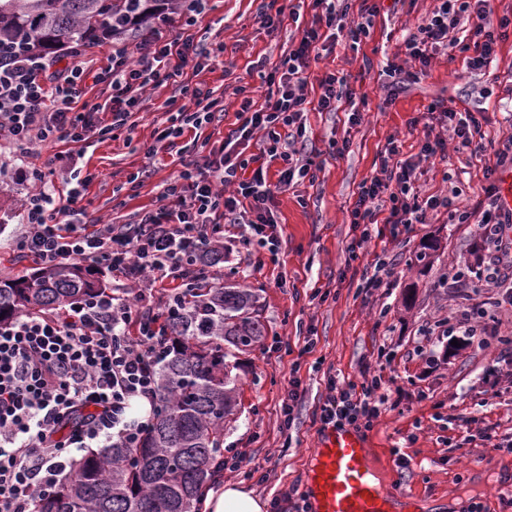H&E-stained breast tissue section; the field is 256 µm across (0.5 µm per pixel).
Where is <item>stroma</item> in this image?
<instances>
[{
  "label": "stroma",
  "mask_w": 512,
  "mask_h": 512,
  "mask_svg": "<svg viewBox=\"0 0 512 512\" xmlns=\"http://www.w3.org/2000/svg\"><path fill=\"white\" fill-rule=\"evenodd\" d=\"M260 0H210L209 11L199 23L198 35L206 42H223L221 65L201 72L197 80L224 97V112L207 128L213 139H223L236 121L240 101L228 87L242 83L256 94L267 85L252 62L259 56L278 64L288 49L295 27L287 24L270 32L258 21ZM369 38L357 49L336 46L312 63L313 73L339 69L347 73L358 94L364 95L362 123L348 129V114L312 112L308 136L320 151L322 169L314 182H303L277 195L275 212L282 227L277 255L244 245V226L224 227V247L214 267L217 283L250 289L258 298L266 335L252 350L240 353L239 396L234 416L224 424V454H247L240 472H224L210 482L211 490L236 482L265 501L288 489L304 490L318 438L312 412L325 392L324 374L333 369L356 383L376 376L382 390L406 397L388 408L366 436L375 448L374 461L387 479H398L424 505L425 512H464L470 498H477L485 512H512L505 507L512 497V455L491 447L463 451L449 448L460 439L462 428H448L449 412L495 427L498 434L512 432V373L493 370L496 347L476 350L472 345L435 343L434 360L413 352L423 328L456 315L467 307L481 306L488 329L512 332V310L497 306L498 291L481 287L478 280L440 287L452 269H469L478 245L476 227L454 224L446 213L430 216L399 239L389 234L372 238L364 254L349 260L350 241L346 208L359 184L380 169L389 138L402 143L401 156L418 151L422 127L413 125L432 101L441 100L456 110L481 112L486 141H499L512 132L502 116L512 102V27L498 45V59L486 71L468 73L462 57L439 54L417 83L390 96L388 63L404 64V28L434 7V0H380ZM173 93L158 89L153 102L134 114L131 127L118 136H92L84 143V162L95 178L83 205L87 223L131 224L139 213L158 205L160 184L179 170L177 156L162 153L146 163L142 144L166 116L156 106ZM350 135L344 155L329 153V142ZM493 154L484 161L471 159L468 150L449 141L448 155L435 164L416 168L413 180L421 196L448 194L458 187L457 206L473 205L485 184L483 167L494 164ZM151 166L152 176L143 186L129 189V174ZM452 182H444V173ZM25 186L10 175L0 176V218L7 227L0 233V273L8 277L31 273L33 264L18 259L13 240L20 223ZM434 243L429 258H422L426 243ZM398 258L395 279L388 288L372 293L362 289V274L379 253ZM329 289L326 300L313 296L317 288ZM312 327L316 348L303 362L299 375L304 395L295 409L290 430H282L280 405L287 396L292 357L275 351L276 341L302 345L298 325ZM425 392V400L414 392ZM410 458L409 468L396 464V454Z\"/></svg>",
  "instance_id": "obj_1"
}]
</instances>
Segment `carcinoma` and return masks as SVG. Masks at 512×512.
I'll use <instances>...</instances> for the list:
<instances>
[{
  "label": "carcinoma",
  "instance_id": "cac0c4a2",
  "mask_svg": "<svg viewBox=\"0 0 512 512\" xmlns=\"http://www.w3.org/2000/svg\"><path fill=\"white\" fill-rule=\"evenodd\" d=\"M171 0H0V56L92 48L167 16ZM103 291L75 263L0 283V323L55 310ZM166 332L174 351L158 375L151 428L134 445L91 452L71 476L37 500L35 512H194L203 485L224 457V421L237 406L235 351L260 343L257 299L231 286L203 288L172 310Z\"/></svg>",
  "mask_w": 512,
  "mask_h": 512
}]
</instances>
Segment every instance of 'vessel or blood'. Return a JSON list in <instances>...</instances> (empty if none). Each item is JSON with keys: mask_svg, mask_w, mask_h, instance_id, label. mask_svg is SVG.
Wrapping results in <instances>:
<instances>
[{"mask_svg": "<svg viewBox=\"0 0 512 512\" xmlns=\"http://www.w3.org/2000/svg\"><path fill=\"white\" fill-rule=\"evenodd\" d=\"M362 431L328 426L318 438L304 497L309 512H415L413 498L372 469Z\"/></svg>", "mask_w": 512, "mask_h": 512, "instance_id": "1", "label": "vessel or blood"}]
</instances>
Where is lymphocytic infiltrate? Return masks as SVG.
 <instances>
[{
	"mask_svg": "<svg viewBox=\"0 0 512 512\" xmlns=\"http://www.w3.org/2000/svg\"><path fill=\"white\" fill-rule=\"evenodd\" d=\"M208 2L174 0L181 20L176 30L168 35L149 31L133 45L115 43L103 59L19 54L0 64V143L15 161L19 180L29 187L21 205L25 229L15 240L16 254L45 267L85 261L122 277L132 290L128 297L106 291L60 311L0 325V512H35L36 497L58 484L75 452L95 443L109 447L141 439L153 420L132 416V405L142 399L156 405V368L170 346L162 315L155 310L156 293L164 283L175 284L168 296L173 305L209 284V255L216 250L212 237L225 224L248 225L250 240L277 253L276 194L296 181L315 180L321 168L317 151L307 147L308 113L335 112L346 105L349 124L362 121L349 75L332 70L315 77L310 67L338 41L354 48L369 37L378 5L365 2L354 16L346 0H311L313 16L304 23L298 6L263 0L258 14L263 28L274 31L291 20L300 22L299 34L291 38L278 65L257 61V68L266 72L263 99H255L249 87H234L241 98L237 125L223 140H211L205 130L223 111L224 100L211 89L192 85L190 78L224 53L223 43L204 44L196 33ZM492 13L491 0H436L404 41L417 71L392 63L389 77L414 81L437 54L456 51L466 54L469 71L488 68L497 59L504 29L512 26L511 17L496 19ZM92 86L105 93L104 102L87 101ZM167 86L177 90L161 105L168 124L154 130L143 145L144 155L152 160L164 150L186 153L177 140L188 132L199 142L201 154L182 163L163 184L157 208L138 222L80 223L84 192L94 175L83 170L74 144L94 130L107 135L123 129L155 90ZM102 112L111 114L109 124H100ZM426 113L415 159H400L397 139H389L380 175L359 185L347 209L357 233L349 257L357 259L379 223L388 224L396 238L443 208L456 223H476L487 259L475 276L499 288L501 305L512 307L507 284L512 277V210L503 208L496 187H485L482 209L472 212L453 208L445 195L420 197L412 181L417 163L445 158L449 140L472 155L485 152L482 123L475 113L439 100ZM254 139L260 142L258 153L243 157L241 146ZM48 143L60 150L43 169L36 165V147ZM277 160L282 167L273 177L269 168ZM447 335L480 351L498 343V362L512 365V338L493 342L479 335L468 312L449 324ZM325 385L327 393L313 411L314 423L322 427L371 429L389 403L377 378L357 385L329 372Z\"/></svg>",
	"mask_w": 512,
	"mask_h": 512,
	"instance_id": "obj_1",
	"label": "lymphocytic infiltrate"
}]
</instances>
